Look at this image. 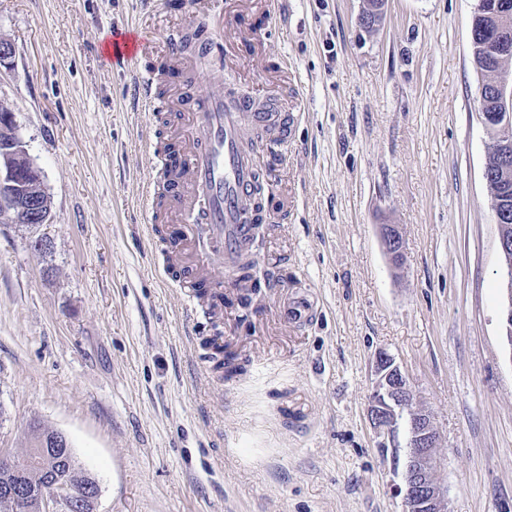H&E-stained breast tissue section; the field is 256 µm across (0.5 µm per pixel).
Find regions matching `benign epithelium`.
I'll use <instances>...</instances> for the list:
<instances>
[{
    "label": "benign epithelium",
    "mask_w": 512,
    "mask_h": 512,
    "mask_svg": "<svg viewBox=\"0 0 512 512\" xmlns=\"http://www.w3.org/2000/svg\"><path fill=\"white\" fill-rule=\"evenodd\" d=\"M476 12L498 21L512 15L505 0H477ZM485 54L495 61L491 85L498 111L488 114L485 126L493 134L491 155L494 162L486 165V183L506 186L512 182V41L488 35L483 40ZM491 206L498 232L497 249L505 272L504 304L501 312L503 336L512 347V215L502 206L499 196H493ZM9 210L16 223L36 230L49 223L50 200L41 170L30 158L16 133L13 114L0 113V211ZM380 237L391 264L402 267L404 241L400 225H380ZM377 376L368 406V417L377 434L383 437L381 447H403L404 458L399 492L403 493V512H450L447 488L440 474L437 453L439 434L432 412L413 402L407 376L394 359L379 352L375 359ZM63 444V455L56 466H44L32 472L22 466V460L0 448V464L16 471V482L0 489V501L10 512H78L87 502H97L99 483H88L62 471V463L71 459V448L65 434L39 439L32 456L49 457L46 445ZM42 479L37 496L29 493L27 481L32 475Z\"/></svg>",
    "instance_id": "obj_1"
}]
</instances>
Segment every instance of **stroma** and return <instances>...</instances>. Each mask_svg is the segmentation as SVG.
I'll return each mask as SVG.
<instances>
[{
    "mask_svg": "<svg viewBox=\"0 0 512 512\" xmlns=\"http://www.w3.org/2000/svg\"><path fill=\"white\" fill-rule=\"evenodd\" d=\"M263 0L198 89L285 95L299 110L265 171L270 214L248 305L187 321V289L147 231L158 133L115 30L165 38L190 0H0V108L44 176L49 251L0 212V448L64 433L101 488L96 512H402L401 467L367 415L391 355L432 411L451 512H512V346L483 178L490 137L473 62L476 0ZM398 224L394 268L379 227ZM289 288L319 314L279 316ZM243 367L225 378L200 344Z\"/></svg>",
    "mask_w": 512,
    "mask_h": 512,
    "instance_id": "obj_1",
    "label": "stroma"
}]
</instances>
